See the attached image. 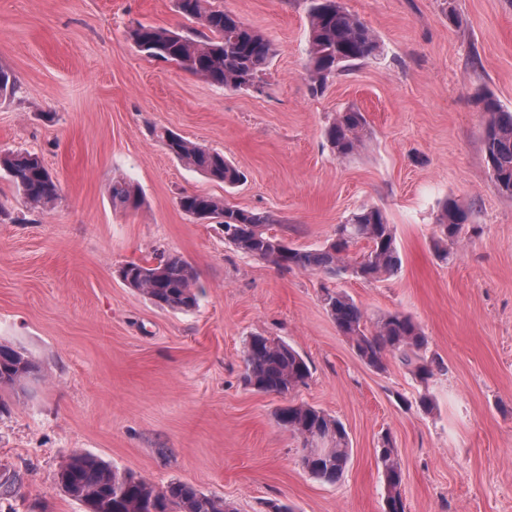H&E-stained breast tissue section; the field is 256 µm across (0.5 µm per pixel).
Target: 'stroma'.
Here are the masks:
<instances>
[{
  "label": "stroma",
  "mask_w": 512,
  "mask_h": 512,
  "mask_svg": "<svg viewBox=\"0 0 512 512\" xmlns=\"http://www.w3.org/2000/svg\"><path fill=\"white\" fill-rule=\"evenodd\" d=\"M272 42L260 90L209 84L146 58L136 23L190 29L174 0H0V65L18 90L0 99V151L41 156L61 186L51 210L28 211L0 171V342L42 366L0 394V474L17 492L0 512H84L54 489L80 449L164 484L188 481L264 512H382L375 450L391 435L406 512H512V198L487 169L477 102L490 92L512 111V0H341L377 35L378 59L329 79L305 75L309 0H218ZM354 107L365 148L336 157L323 130ZM167 128L223 152L244 175L229 188L185 167L157 142ZM143 205L116 210L113 178ZM185 193L263 210L271 231L317 249L363 205L396 228L400 272L386 281L336 280L374 316L410 314L447 372L437 407L397 361L367 367L321 302L322 274L280 272L236 251L221 227L186 215ZM455 198L479 234L440 261L439 204ZM184 257L201 288L194 310L155 307L120 276L159 252ZM260 333L288 342L312 376L290 396L241 382V350ZM304 402L339 419L351 458L333 484L300 463L303 443L276 408Z\"/></svg>",
  "instance_id": "obj_1"
}]
</instances>
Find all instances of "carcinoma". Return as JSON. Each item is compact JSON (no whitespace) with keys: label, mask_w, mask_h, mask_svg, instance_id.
<instances>
[{"label":"carcinoma","mask_w":512,"mask_h":512,"mask_svg":"<svg viewBox=\"0 0 512 512\" xmlns=\"http://www.w3.org/2000/svg\"><path fill=\"white\" fill-rule=\"evenodd\" d=\"M175 8L201 30L189 34L139 23L130 30V38L141 53L173 63L212 85L230 90L259 87L273 54L272 43L264 33L212 0H175ZM308 27L307 75L316 92L326 87L329 78L380 52L374 31L339 0H310ZM16 90L14 75L0 66V97L11 96ZM480 102L489 114L483 131L488 171L498 192L512 197V111L504 110L491 94L482 95ZM156 136L168 154L209 179L231 187L242 181V173L224 158V153L204 148L169 129L158 131ZM324 137L337 157L349 158L365 146L367 119L359 110L346 108L326 126ZM1 169L30 209L46 211L59 199V182L37 154L1 152ZM109 195L115 209L136 211L143 204L140 191L123 178L112 180ZM179 206L198 220L221 218L228 244L282 271H315L335 279L348 275L371 282L394 275L402 267L394 225L377 206L363 205L352 211L336 226L335 238L320 249L291 245L269 232L274 223L271 214L229 207L220 197L183 194ZM468 221L469 212L455 199L447 198L440 204L434 239L440 260H448L452 246L478 232ZM360 243L364 251L350 258V249ZM121 275L129 287L162 309L188 312L197 305V272L177 255L162 253L154 263L130 262L123 266ZM322 295L324 309L337 331L352 343L357 356L376 371L385 369L388 358L397 360L421 387L420 410L432 411L430 383L447 367L439 356L428 353L427 336L413 317L394 311L371 319L341 289L325 286ZM243 365L244 385L267 394L288 395L307 385L311 378L307 361L294 347L262 334L244 340ZM39 372L38 364L24 352L0 343V389H21ZM275 417L304 445L320 440L329 449L325 456L301 457V464L314 478L333 484L342 477L351 444L338 419L314 406L293 402L278 408ZM376 453L386 486V512H405L400 494L402 468L390 435L382 437ZM54 485L80 502L86 512H236L224 498L206 494L188 481L174 479L160 486L78 450L61 462Z\"/></svg>","instance_id":"obj_1"}]
</instances>
